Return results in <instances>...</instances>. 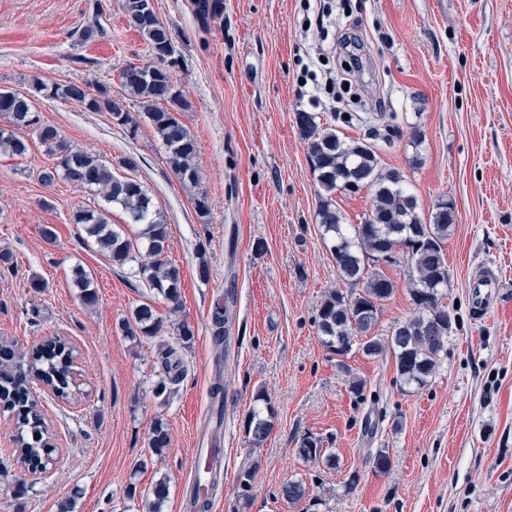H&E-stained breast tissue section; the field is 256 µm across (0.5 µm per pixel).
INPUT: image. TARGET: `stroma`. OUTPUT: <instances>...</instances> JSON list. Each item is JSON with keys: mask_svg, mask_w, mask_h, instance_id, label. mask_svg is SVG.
Wrapping results in <instances>:
<instances>
[{"mask_svg": "<svg viewBox=\"0 0 512 512\" xmlns=\"http://www.w3.org/2000/svg\"><path fill=\"white\" fill-rule=\"evenodd\" d=\"M222 2L220 15L202 20L194 0H154L172 36L165 66L188 102L178 118L197 143L209 204L202 218L169 168L145 104L119 82L127 65L155 60L123 0H0V90L31 96L41 121L67 144L143 185L164 212L181 279L175 310L136 264L112 266L84 245L73 216L101 207L102 198L63 180L43 184L39 173L56 158L31 129H17L28 153L0 156V339L26 349L66 337L77 350L80 391L71 404L40 394L56 446L47 479L24 474L14 421L0 411V512H57L66 497L74 512H148L146 492L163 478L161 512H180L192 450L216 430L227 472L212 512H512V288L483 317L469 303L482 267L512 277V0H330L336 23L323 41L302 29L300 0ZM95 20L103 35L82 41L81 28ZM349 28L362 43L350 78L366 101L354 124L312 110L297 64L320 51L338 65ZM37 80L107 91L136 123L35 92ZM310 110L341 135L371 137L381 165L405 175L422 215L441 198L456 207L446 244L456 323L424 388L401 385L389 356L355 349L337 360L317 334L325 294L341 282L316 220L319 187L296 122ZM125 158L134 168L122 167ZM45 224L54 241L41 237ZM77 267L92 279L93 305L79 298ZM387 273L396 290L379 316L382 336L414 311L405 265ZM38 280L44 289H34ZM228 294L235 320L225 344L210 316ZM145 302L164 319L160 338L123 335L121 320ZM182 322L193 332L186 343L177 335ZM162 341L182 360L163 404L153 395L164 375ZM218 377L220 420L210 399ZM353 377L367 382L363 401L349 392ZM261 390L277 419L256 446L243 423ZM156 419L166 423L170 446L135 470ZM311 434L323 438L335 466L298 460L296 444ZM381 450L391 458L385 473L371 463ZM250 464L256 471L243 496L238 474ZM352 475L358 481L349 490ZM291 478L310 491L295 504L280 495Z\"/></svg>", "mask_w": 512, "mask_h": 512, "instance_id": "35a3bbf8", "label": "stroma"}]
</instances>
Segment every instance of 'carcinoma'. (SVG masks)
<instances>
[{"label":"carcinoma","mask_w":512,"mask_h":512,"mask_svg":"<svg viewBox=\"0 0 512 512\" xmlns=\"http://www.w3.org/2000/svg\"><path fill=\"white\" fill-rule=\"evenodd\" d=\"M147 0H124L123 10L129 23L149 43L158 63L137 66L131 64L120 72V82L129 95L151 104L146 116L165 149L167 163L179 182L187 188H197L200 175L194 159L195 140L179 122L175 113L183 112L188 104L164 66L173 48L169 27L161 22L155 10H146ZM50 94L74 101L93 112L106 111L122 125L131 122L123 104L107 93L89 95L77 83L56 84ZM0 112L17 126H33L39 141L50 153L57 155V164L39 174L40 181L50 185L61 178L81 188L93 190L105 202L122 207L131 223L141 226L138 238L146 241L147 260L138 264V274L149 288L179 310V269L162 259L168 242V224L159 205L147 195L142 185L130 178L116 175L112 168L94 153L73 148L61 139L58 130L34 118L32 101L13 92H0ZM300 129L308 141V158L320 188L316 211L317 223L334 258L338 277L354 286L345 292L339 288L328 292L316 319L317 333L326 348L340 357L353 347L368 357L390 355L394 358L397 378L405 386L425 387L438 365L440 354L448 344V336L456 317L444 303L447 298L449 270L444 243L456 223L453 201L441 198L434 204L429 217L421 216L416 198L405 187L406 179L397 170L380 165L375 150L364 138L346 140L332 127H324L316 117L297 113ZM28 144L13 132L0 130V153L23 156ZM365 188L372 191L369 210L358 224L344 223L342 212L333 195L338 192L357 193ZM74 223L81 226L85 239L97 247L112 264L123 267L139 256L133 240L112 229L106 212L80 210ZM403 247L406 259L408 293L414 314L394 326L387 336H378L373 329L378 324L383 302L395 291L396 284L384 268L398 264V259L371 264V261ZM75 285L81 288L84 304L96 301L87 275L76 270ZM361 289H356V286ZM233 311L217 304L211 313L214 335L227 334ZM164 321L151 306L143 304L124 320L122 332L127 336L140 334L155 337ZM177 351L166 345V373L154 386V396L164 401L171 395L169 384L177 381L181 361ZM38 378L61 399H69L77 388L73 350L57 336L23 351L14 344L0 343V403L11 413L17 430V462L36 468L50 457L47 445L51 440L48 424L43 417L30 384ZM255 401L263 407L253 410L245 421V432L254 445L269 438L274 428L275 410L267 395L259 391ZM170 433L165 424L154 421L149 429L148 447L160 452L170 446ZM296 456L304 463L331 462L322 440L308 435L297 443ZM306 484L289 479L281 487V495L291 503L306 497Z\"/></svg>","instance_id":"carcinoma-1"}]
</instances>
